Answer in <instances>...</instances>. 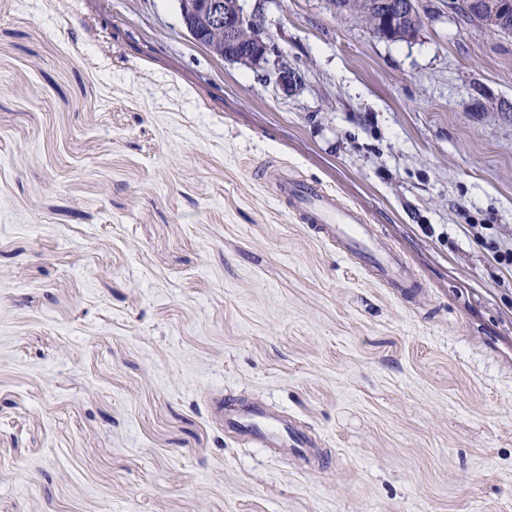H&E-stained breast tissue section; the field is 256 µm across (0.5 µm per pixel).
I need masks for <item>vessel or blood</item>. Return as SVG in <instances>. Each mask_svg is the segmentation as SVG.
<instances>
[{
    "label": "vessel or blood",
    "instance_id": "1",
    "mask_svg": "<svg viewBox=\"0 0 512 512\" xmlns=\"http://www.w3.org/2000/svg\"><path fill=\"white\" fill-rule=\"evenodd\" d=\"M256 172L274 183L277 201L291 216L336 242L346 256L369 264L398 297L408 298L416 291L419 283L414 274L399 255L387 248L376 225L363 223L353 210L340 206L315 183L272 172L263 165L257 166ZM224 427L264 448L299 453L307 445L305 435L285 418L261 405H240L230 396L224 400Z\"/></svg>",
    "mask_w": 512,
    "mask_h": 512
}]
</instances>
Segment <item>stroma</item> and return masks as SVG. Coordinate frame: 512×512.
I'll return each mask as SVG.
<instances>
[{"label":"stroma","mask_w":512,"mask_h":512,"mask_svg":"<svg viewBox=\"0 0 512 512\" xmlns=\"http://www.w3.org/2000/svg\"><path fill=\"white\" fill-rule=\"evenodd\" d=\"M417 6L407 43L245 0L285 90L177 0H0V512H512V35ZM261 164L380 225L419 291ZM227 395L307 461L226 431ZM256 173L275 185L276 199L288 213L322 237L336 242L349 257L360 259L381 276L399 298H408L420 288L404 260L385 245L380 229L363 224L361 218L314 182L300 181L288 174L272 172L264 165Z\"/></svg>","instance_id":"35a3bbf8"}]
</instances>
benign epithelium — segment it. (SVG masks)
<instances>
[{"mask_svg":"<svg viewBox=\"0 0 512 512\" xmlns=\"http://www.w3.org/2000/svg\"><path fill=\"white\" fill-rule=\"evenodd\" d=\"M222 8L209 4L205 0H183L186 8H191L203 14H209L211 31L222 37L223 52L216 53L212 46L203 42L199 36H190L193 44L210 52L221 61L233 62L252 68H261L269 62V56L274 54L271 50V38L264 31L260 17L254 12H247L243 0H220ZM486 8L490 10L499 25L507 23L512 15V0H485ZM396 14L385 16V29L396 21L409 19L417 20V7L415 0H399L395 5ZM247 24L254 25L256 35L247 38L242 35V29Z\"/></svg>","mask_w":512,"mask_h":512,"instance_id":"obj_1","label":"benign epithelium"}]
</instances>
